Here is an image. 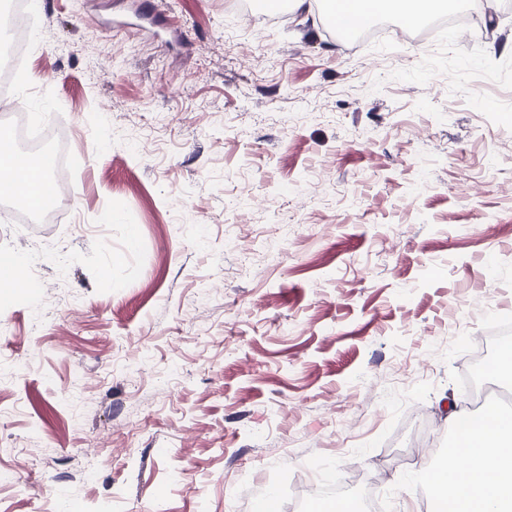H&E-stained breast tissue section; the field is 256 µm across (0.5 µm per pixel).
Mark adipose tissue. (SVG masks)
Segmentation results:
<instances>
[{"instance_id": "1", "label": "adipose tissue", "mask_w": 512, "mask_h": 512, "mask_svg": "<svg viewBox=\"0 0 512 512\" xmlns=\"http://www.w3.org/2000/svg\"><path fill=\"white\" fill-rule=\"evenodd\" d=\"M463 467H448L436 490L440 512H512V413L460 435Z\"/></svg>"}]
</instances>
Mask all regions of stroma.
<instances>
[{
  "label": "stroma",
  "mask_w": 512,
  "mask_h": 512,
  "mask_svg": "<svg viewBox=\"0 0 512 512\" xmlns=\"http://www.w3.org/2000/svg\"><path fill=\"white\" fill-rule=\"evenodd\" d=\"M30 34L20 111L79 147L58 223L0 209V512H428L512 324V92L478 78L512 12L444 70L228 0H36Z\"/></svg>",
  "instance_id": "obj_1"
}]
</instances>
